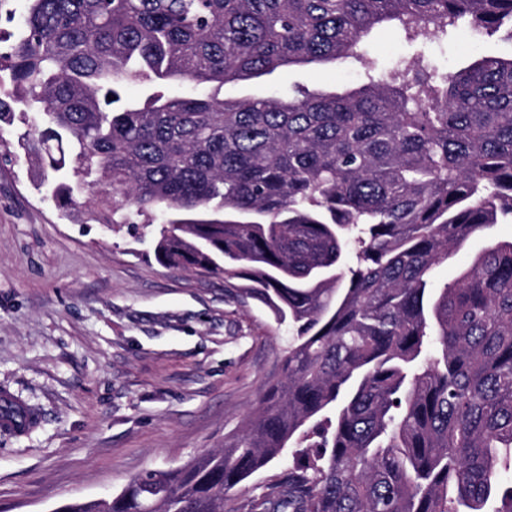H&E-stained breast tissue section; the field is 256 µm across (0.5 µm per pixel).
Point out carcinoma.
<instances>
[{
	"label": "carcinoma",
	"instance_id": "1",
	"mask_svg": "<svg viewBox=\"0 0 512 512\" xmlns=\"http://www.w3.org/2000/svg\"><path fill=\"white\" fill-rule=\"evenodd\" d=\"M422 47L462 26L512 41V0H29L0 53L48 196L111 224L160 210L156 259L222 275L288 327L281 375L192 463L55 512H512V239L452 282L433 271L512 219V56L441 73L419 52L343 93L244 99L225 84L349 58L378 24ZM178 81L195 94H168ZM153 87L112 109L116 88ZM32 418L0 394V419ZM282 468L280 464H274L243 482L234 493L233 500L228 503V509L234 512H259L253 509L255 501L267 491L266 487Z\"/></svg>",
	"mask_w": 512,
	"mask_h": 512
}]
</instances>
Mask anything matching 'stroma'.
<instances>
[{"label":"stroma","instance_id":"obj_1","mask_svg":"<svg viewBox=\"0 0 512 512\" xmlns=\"http://www.w3.org/2000/svg\"><path fill=\"white\" fill-rule=\"evenodd\" d=\"M467 46L512 55L503 34L471 28L426 53L450 73L469 63ZM363 47L381 75L416 52L389 24ZM367 81L347 60L287 66L223 93H341ZM36 119L16 113L0 136V389L39 418L27 434L0 433V512H53L116 494L139 472L223 447L279 374L288 336L258 301H227L223 278L161 265L152 227L162 213L149 227L111 230L95 209L46 198L40 166L19 145ZM510 239L512 224L473 236L435 269L436 284L489 241Z\"/></svg>","mask_w":512,"mask_h":512}]
</instances>
